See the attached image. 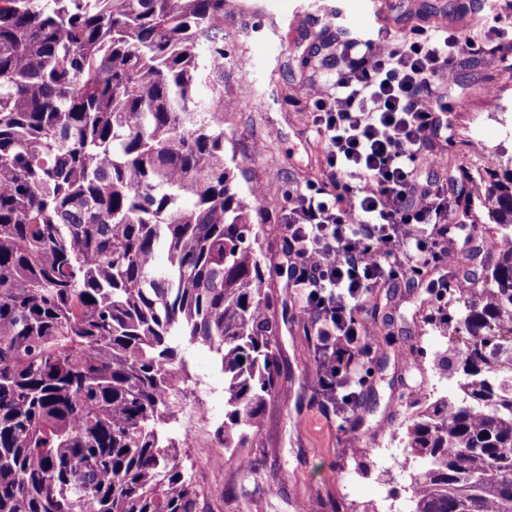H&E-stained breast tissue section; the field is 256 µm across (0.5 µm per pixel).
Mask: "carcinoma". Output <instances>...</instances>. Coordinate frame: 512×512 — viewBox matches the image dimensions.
<instances>
[{
    "label": "carcinoma",
    "mask_w": 512,
    "mask_h": 512,
    "mask_svg": "<svg viewBox=\"0 0 512 512\" xmlns=\"http://www.w3.org/2000/svg\"><path fill=\"white\" fill-rule=\"evenodd\" d=\"M225 2L0 0V512H210L168 428L183 346L224 373V448L278 394ZM485 196L508 244L428 321L461 395L407 415L409 512H512V162Z\"/></svg>",
    "instance_id": "carcinoma-1"
}]
</instances>
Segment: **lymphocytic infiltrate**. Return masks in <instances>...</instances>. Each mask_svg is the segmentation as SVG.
I'll use <instances>...</instances> for the list:
<instances>
[{"mask_svg":"<svg viewBox=\"0 0 512 512\" xmlns=\"http://www.w3.org/2000/svg\"><path fill=\"white\" fill-rule=\"evenodd\" d=\"M472 50L445 27L350 35L335 72L307 89L325 166L319 184L289 197L283 227L291 286L323 352V392H333L375 329L355 316L374 289L409 269L454 263L448 188L422 170L440 165L444 89Z\"/></svg>","mask_w":512,"mask_h":512,"instance_id":"obj_1","label":"lymphocytic infiltrate"}]
</instances>
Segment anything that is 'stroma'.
<instances>
[{
  "label": "stroma",
  "mask_w": 512,
  "mask_h": 512,
  "mask_svg": "<svg viewBox=\"0 0 512 512\" xmlns=\"http://www.w3.org/2000/svg\"><path fill=\"white\" fill-rule=\"evenodd\" d=\"M460 0H227L224 8V113L226 150L244 169L242 190L261 188L255 215L262 224L266 287L278 298L276 318L282 369L279 393L269 400L263 427L249 446L224 452L215 435L224 419V375L204 349L187 355L189 399L206 400L212 419L199 442L183 453L202 465L199 479L212 512H295L299 503L343 502L347 512H403L402 479L388 480L375 465L379 436L400 432L406 415L397 397L404 384L405 356L427 366L439 342L427 319L446 297L436 286L451 281L453 270L429 266L376 289L367 302L381 327L361 361L365 384L356 403L345 389L324 396L316 386L318 356L307 333L304 302L290 286L291 258L281 218L291 191L318 181L325 142L313 125V107L305 91L325 79L335 58L310 46L335 40L343 31L363 33L384 18L393 34L433 31L448 25L471 38L475 54L460 64L447 94L456 119L455 136L437 139L443 164L437 173L459 200V212L483 216L480 179L468 172L497 168L512 157V112L501 120L488 116L486 89L512 102V54L498 51L484 33L495 20L512 21V0L483 18L457 12ZM426 4L428 18L408 19L413 6ZM357 429L362 445L350 447L346 434ZM221 461L206 466L209 453ZM260 460L258 472L244 464Z\"/></svg>",
  "instance_id": "1"
}]
</instances>
